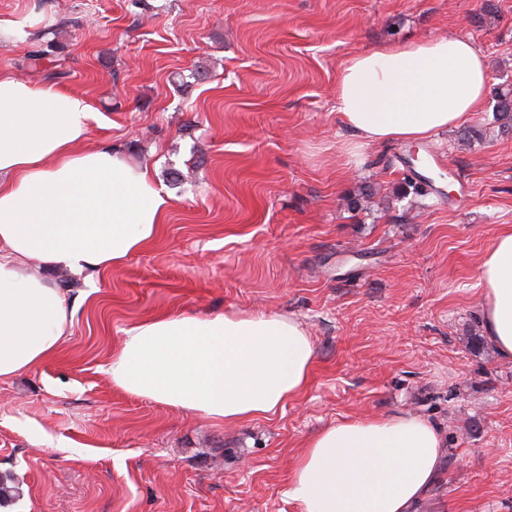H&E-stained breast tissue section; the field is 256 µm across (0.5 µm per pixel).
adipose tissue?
Returning a JSON list of instances; mask_svg holds the SVG:
<instances>
[{"label": "adipose tissue", "mask_w": 512, "mask_h": 512, "mask_svg": "<svg viewBox=\"0 0 512 512\" xmlns=\"http://www.w3.org/2000/svg\"><path fill=\"white\" fill-rule=\"evenodd\" d=\"M487 85L482 51L455 35L349 58L335 94L349 156L465 125ZM98 119L82 94L0 74V379L36 368L68 334L51 272L93 282L152 242L169 209L149 163L84 148ZM479 286L485 336L512 361L511 225L483 256ZM313 361L292 317L176 314L127 329L108 372L128 394L226 426L276 415L304 392ZM443 448L439 428L414 415L341 419L307 440L286 495L299 512H411Z\"/></svg>", "instance_id": "obj_1"}]
</instances>
